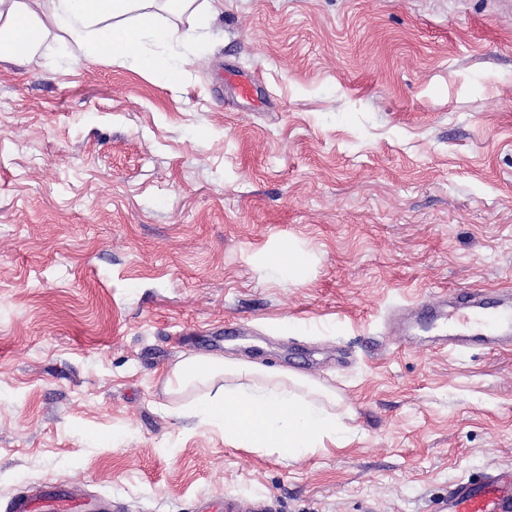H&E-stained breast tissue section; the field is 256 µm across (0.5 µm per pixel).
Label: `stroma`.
<instances>
[{"instance_id":"obj_1","label":"stroma","mask_w":512,"mask_h":512,"mask_svg":"<svg viewBox=\"0 0 512 512\" xmlns=\"http://www.w3.org/2000/svg\"><path fill=\"white\" fill-rule=\"evenodd\" d=\"M60 37L0 65V512L49 481L121 512H436L512 468V351L390 331L512 290V0H220L173 85ZM249 348L356 439L284 461L171 411L176 363ZM214 503L208 500H200L193 512H277V508L272 501L257 500L249 504H244L236 498H224L223 509L215 511Z\"/></svg>"}]
</instances>
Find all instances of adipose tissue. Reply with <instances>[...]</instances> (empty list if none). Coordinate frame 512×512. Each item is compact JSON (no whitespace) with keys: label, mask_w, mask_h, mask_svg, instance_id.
I'll list each match as a JSON object with an SVG mask.
<instances>
[{"label":"adipose tissue","mask_w":512,"mask_h":512,"mask_svg":"<svg viewBox=\"0 0 512 512\" xmlns=\"http://www.w3.org/2000/svg\"><path fill=\"white\" fill-rule=\"evenodd\" d=\"M214 0H0V63L23 62L64 33L96 59L131 65L168 82L182 74L173 50L188 14L206 24ZM165 392L176 411L223 430L224 440L289 460L314 453L352 429L336 398L311 380L215 356L170 370Z\"/></svg>","instance_id":"adipose-tissue-1"}]
</instances>
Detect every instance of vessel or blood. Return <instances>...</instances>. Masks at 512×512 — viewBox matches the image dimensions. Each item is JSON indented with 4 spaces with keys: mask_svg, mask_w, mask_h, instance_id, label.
<instances>
[{
    "mask_svg": "<svg viewBox=\"0 0 512 512\" xmlns=\"http://www.w3.org/2000/svg\"><path fill=\"white\" fill-rule=\"evenodd\" d=\"M417 326L437 331L434 347L438 350H510L512 291L493 295L472 289L441 293L400 309L392 318L393 331L405 343L410 342L411 330ZM79 504L75 487L53 482L33 494L17 493L7 512H70ZM223 512H277V508L268 500L245 504L228 497ZM438 512H512V471H490L476 479L458 481L441 500Z\"/></svg>",
    "mask_w": 512,
    "mask_h": 512,
    "instance_id": "1",
    "label": "vessel or blood"
}]
</instances>
